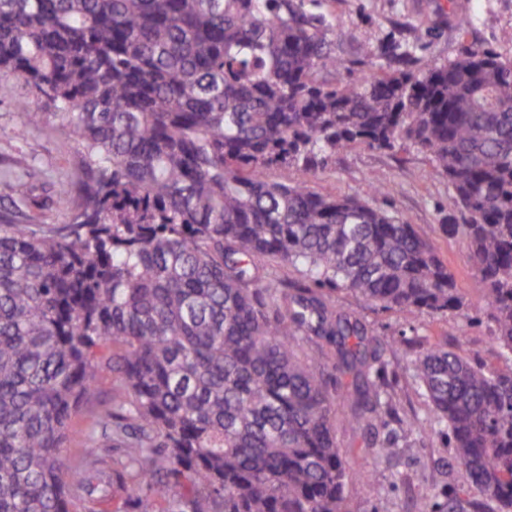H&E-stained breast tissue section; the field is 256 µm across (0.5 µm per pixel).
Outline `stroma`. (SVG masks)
Wrapping results in <instances>:
<instances>
[{"label":"stroma","instance_id":"stroma-1","mask_svg":"<svg viewBox=\"0 0 512 512\" xmlns=\"http://www.w3.org/2000/svg\"><path fill=\"white\" fill-rule=\"evenodd\" d=\"M329 9L339 33L336 54L346 62L361 57L363 44L376 45L397 33L417 41V56L446 63L456 57L459 44L456 30L448 23L452 9L473 15L472 40L512 58V0H333ZM14 112L13 104L0 103V171L33 165L50 180H73L77 144L49 125L21 127ZM308 181L323 194L361 195L369 183L385 185L393 208L447 260L469 311L481 309V293L465 244L445 237L439 228L448 213V183L424 154L352 147L336 154L326 169ZM336 305L377 333L397 336L415 326L423 336H447L449 348L463 347L476 361L492 367L501 364L487 327L470 329L466 340L458 341L463 319L457 314L441 318L382 311L347 293L337 294ZM336 439L351 451L344 512H375L385 498L391 499L394 512H411L413 494L434 490L448 496L465 483L462 471L451 462L452 449L444 447L441 439L400 449L391 462L376 470L369 456L357 452L359 438L351 430L337 425ZM368 471L373 472L374 481L366 487L360 477Z\"/></svg>","mask_w":512,"mask_h":512}]
</instances>
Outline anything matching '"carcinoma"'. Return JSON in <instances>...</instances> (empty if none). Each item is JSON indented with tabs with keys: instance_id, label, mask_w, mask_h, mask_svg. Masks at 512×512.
Here are the masks:
<instances>
[{
	"instance_id": "carcinoma-1",
	"label": "carcinoma",
	"mask_w": 512,
	"mask_h": 512,
	"mask_svg": "<svg viewBox=\"0 0 512 512\" xmlns=\"http://www.w3.org/2000/svg\"><path fill=\"white\" fill-rule=\"evenodd\" d=\"M325 0H0V102L78 145L80 176L5 175L38 217L0 212V512H343L335 401L374 464L443 433L483 499L512 512V59L469 39L336 56ZM344 69L334 83L328 76ZM24 83L40 112L18 96ZM425 154L448 181L503 368L419 336L382 339L336 309L468 313L435 244L398 212L269 178L352 147ZM299 275L269 280L263 261ZM430 413L401 414L386 352ZM112 394L63 456L82 401ZM428 493L417 512H451Z\"/></svg>"
}]
</instances>
